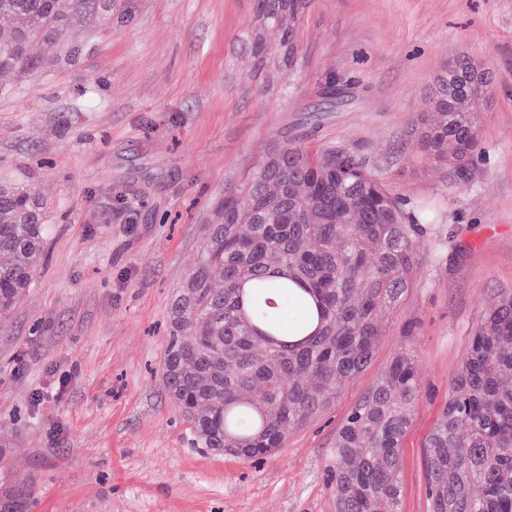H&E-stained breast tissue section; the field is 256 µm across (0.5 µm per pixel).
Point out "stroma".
Listing matches in <instances>:
<instances>
[{"label":"stroma","instance_id":"1","mask_svg":"<svg viewBox=\"0 0 512 512\" xmlns=\"http://www.w3.org/2000/svg\"><path fill=\"white\" fill-rule=\"evenodd\" d=\"M254 25L253 0H135L118 21L80 9L45 64L0 74V183L48 209L41 266L0 324V473L33 482L28 512H336V432L408 343L421 397L398 512H430L427 437L476 324L512 290V0H311L291 70L273 30L254 58ZM461 51L494 72L462 183L414 135ZM298 139L356 153L433 219L371 365L335 404L275 456L207 454L159 372L169 303L225 186Z\"/></svg>","mask_w":512,"mask_h":512}]
</instances>
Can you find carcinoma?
<instances>
[{"instance_id":"1","label":"carcinoma","mask_w":512,"mask_h":512,"mask_svg":"<svg viewBox=\"0 0 512 512\" xmlns=\"http://www.w3.org/2000/svg\"><path fill=\"white\" fill-rule=\"evenodd\" d=\"M264 33L296 47L308 0H254ZM118 19L134 0H100ZM12 21L0 38V70L40 67L70 14L61 0H0ZM494 73L466 53L432 79V110L415 124L421 149L468 179L481 143L474 113ZM394 190L358 155L304 142L274 146L262 164L224 189L209 237L169 309L161 366L192 445L242 458L272 456L288 431L328 410L370 364L384 325L415 267L414 225ZM45 206L32 187L0 185V321L41 265ZM224 287H214L215 274ZM417 361L406 345L336 434L330 486L337 512H397L402 441L419 399ZM431 512H512V292L485 310L466 359L428 436ZM28 484L0 476V512H24Z\"/></svg>"}]
</instances>
